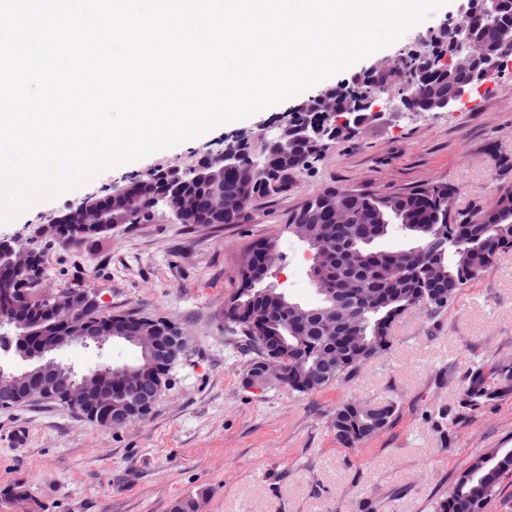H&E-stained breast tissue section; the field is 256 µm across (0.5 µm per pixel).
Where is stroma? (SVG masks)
I'll return each instance as SVG.
<instances>
[{
  "mask_svg": "<svg viewBox=\"0 0 512 512\" xmlns=\"http://www.w3.org/2000/svg\"><path fill=\"white\" fill-rule=\"evenodd\" d=\"M456 15L454 0L347 70L341 81L433 39ZM286 100L181 145L105 170L40 202L0 240L48 253V291L80 284L104 311L130 308L174 320L188 338L171 388L144 420L115 432L48 401L0 408V512H172L194 496L202 512H435L477 457L512 448V249L433 315L407 310L387 353L323 390L245 387L246 358L224 332V302L250 244L277 238L271 281L294 301L318 300L310 251L289 233L290 210L331 188L401 192L429 182L455 185V210L486 206L512 186V70L473 90L453 111L385 115L362 134L338 140L290 190L257 200L237 224H123L102 240L64 247L41 230L113 184L159 168L188 169L217 151L225 135L276 127ZM490 391L477 404L467 387ZM394 405L392 423L352 448L337 444L331 419L347 399ZM23 431V445L12 436Z\"/></svg>",
  "mask_w": 512,
  "mask_h": 512,
  "instance_id": "35a3bbf8",
  "label": "stroma"
}]
</instances>
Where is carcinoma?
Returning a JSON list of instances; mask_svg holds the SVG:
<instances>
[{"label": "carcinoma", "instance_id": "cac0c4a2", "mask_svg": "<svg viewBox=\"0 0 512 512\" xmlns=\"http://www.w3.org/2000/svg\"><path fill=\"white\" fill-rule=\"evenodd\" d=\"M498 23L486 24L475 16L467 22L472 35L493 52H500L512 43V0H498ZM465 76L448 65L433 71L432 85L421 88L412 105L426 110L431 105L432 88L453 90ZM376 76H365L357 88L341 87L336 95V117L350 110L353 92L368 95L377 92ZM335 141L312 143L299 140L289 149L288 159L272 158L280 172L281 187L290 183L291 175L307 167L329 151ZM224 184V193L248 197L247 207L254 200L272 197L263 176L244 167L232 170H212L209 180L198 177V169L180 171L176 175L161 174V170L132 178L142 212L130 211L123 199L112 201L111 216L122 224H141L150 220L155 201L163 196L169 207L178 210L184 203L191 209L179 213L182 224L209 223L212 183ZM457 190L447 183H429L404 192H355L348 198L352 217V238L346 244L319 257L320 280L328 289L351 278L370 290L373 303L361 310L352 322L348 338L336 329L331 334L324 323L331 318L333 300L320 293V304L303 306L285 297L273 299L262 294L261 284L251 286V277L239 275L235 292L224 305V322L235 334L241 335L250 349L247 365L256 364L263 356L264 342L283 334L282 352L288 367L278 385L291 392L310 393L322 390L349 378L372 358L391 346L392 323L407 310L419 308L435 314L448 306L471 281L480 277L502 251L512 248V188L498 187L489 205L476 215L458 224L453 219ZM331 199L323 192L307 198L288 214V228L296 224V216L308 210L311 219L303 225L315 240L336 234L330 223ZM67 239L76 245L98 239L112 231V224H68ZM408 236L412 246L390 251L378 247L380 240L392 231ZM251 252L260 257L257 271L265 280L267 258H280L274 238L255 243ZM441 292L445 301L435 303L431 294ZM77 321V309L64 303L57 307L40 297L11 300L0 287V343L12 342L15 355L23 358L32 349L66 336V325ZM112 402L129 393L154 392L159 397L167 389L161 384L152 389L150 375H133L112 382ZM395 414L394 406H373L358 400H348L336 406L333 433L336 443L354 447L387 428ZM512 473V449L495 450L494 459L484 455L473 461L452 487L448 496L436 504V512H471L474 503L489 499L503 478Z\"/></svg>", "mask_w": 512, "mask_h": 512}]
</instances>
